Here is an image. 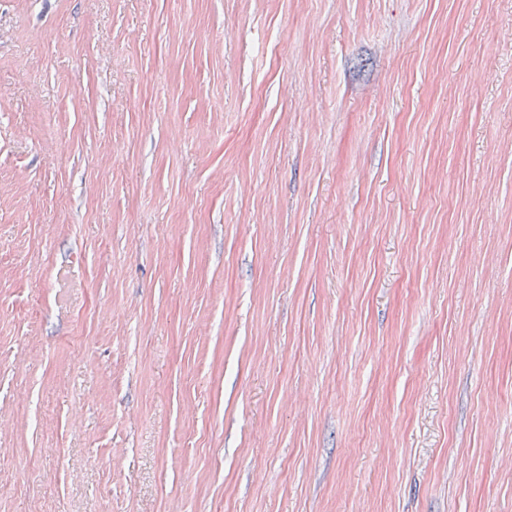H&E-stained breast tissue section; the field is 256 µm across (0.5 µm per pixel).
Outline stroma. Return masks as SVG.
<instances>
[{
    "label": "stroma",
    "instance_id": "35a3bbf8",
    "mask_svg": "<svg viewBox=\"0 0 512 512\" xmlns=\"http://www.w3.org/2000/svg\"><path fill=\"white\" fill-rule=\"evenodd\" d=\"M0 512H512V0H0Z\"/></svg>",
    "mask_w": 512,
    "mask_h": 512
}]
</instances>
